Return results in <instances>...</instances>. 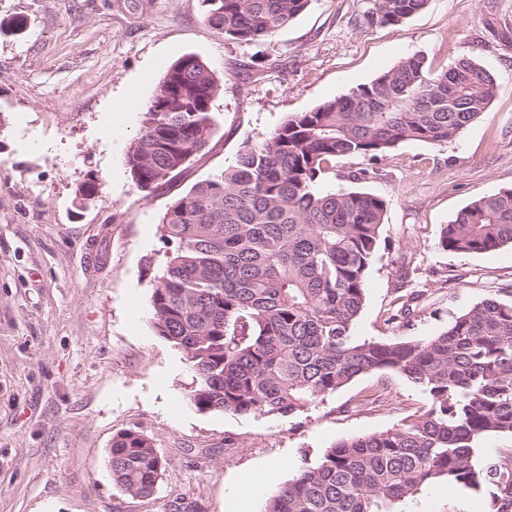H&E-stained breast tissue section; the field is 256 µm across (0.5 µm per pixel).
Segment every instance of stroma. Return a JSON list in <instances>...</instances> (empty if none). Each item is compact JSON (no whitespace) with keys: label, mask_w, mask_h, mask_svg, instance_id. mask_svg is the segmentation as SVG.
<instances>
[{"label":"stroma","mask_w":512,"mask_h":512,"mask_svg":"<svg viewBox=\"0 0 512 512\" xmlns=\"http://www.w3.org/2000/svg\"><path fill=\"white\" fill-rule=\"evenodd\" d=\"M372 0H313L256 43L224 39L202 0H0V512H166L182 497L230 512V494L278 458L291 479L333 442L395 428L424 395L392 372L360 376L288 417L201 412L183 398L182 350L156 336L148 297L169 249L161 217L177 195L231 165L241 144L424 55L440 73L468 58L498 86L488 116L455 141L401 143L360 176L337 161L329 186L386 202L356 331L421 339L474 303L512 301V246L460 255L445 225L475 197L512 187V0H428L399 26L371 23ZM24 28H15L17 20ZM200 57L219 79L214 131L175 183L140 191L125 155L141 126H103L118 102H148L165 68ZM98 191L88 206L76 192ZM413 296L407 319L393 300ZM376 402H369V395ZM138 430L166 461L153 495L112 481L114 435ZM411 512H484L458 488L422 492Z\"/></svg>","instance_id":"obj_1"}]
</instances>
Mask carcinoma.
<instances>
[{
  "mask_svg": "<svg viewBox=\"0 0 512 512\" xmlns=\"http://www.w3.org/2000/svg\"><path fill=\"white\" fill-rule=\"evenodd\" d=\"M226 39L273 36L312 0H203ZM428 0H373L367 18L400 25ZM218 79L197 56L165 71L145 105L126 165L137 188L168 185L206 149ZM498 92L470 59L440 74L413 55L349 93L288 115L245 142L234 163L173 200L166 253L149 299L154 333L181 349L201 412L285 417L316 407L355 377L392 371L426 398L398 427L339 440L305 461L264 512H408L436 487L487 493L486 512H512V454L479 466L489 435L512 437V301L484 299L435 336L361 338L355 325L380 243L386 202L323 188L336 160L374 161L407 141L442 145L487 117ZM444 249L512 246V187L475 198L447 224ZM113 482L154 493L165 460L139 431L112 438Z\"/></svg>",
  "mask_w": 512,
  "mask_h": 512,
  "instance_id": "obj_1",
  "label": "carcinoma"
}]
</instances>
